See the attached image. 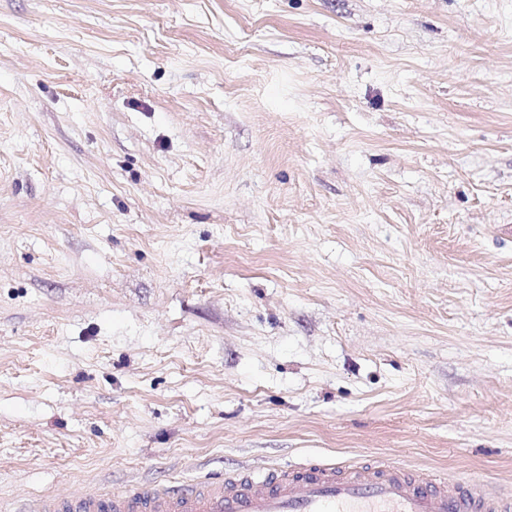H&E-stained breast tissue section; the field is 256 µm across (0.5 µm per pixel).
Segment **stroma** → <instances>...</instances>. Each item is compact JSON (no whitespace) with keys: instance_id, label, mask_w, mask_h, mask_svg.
Here are the masks:
<instances>
[{"instance_id":"1","label":"stroma","mask_w":512,"mask_h":512,"mask_svg":"<svg viewBox=\"0 0 512 512\" xmlns=\"http://www.w3.org/2000/svg\"><path fill=\"white\" fill-rule=\"evenodd\" d=\"M330 459L512 495V0H0V512Z\"/></svg>"}]
</instances>
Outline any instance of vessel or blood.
Here are the masks:
<instances>
[{
	"mask_svg": "<svg viewBox=\"0 0 512 512\" xmlns=\"http://www.w3.org/2000/svg\"><path fill=\"white\" fill-rule=\"evenodd\" d=\"M36 512H512V497L481 491L471 478L424 483L396 462H318L187 488L50 497Z\"/></svg>",
	"mask_w": 512,
	"mask_h": 512,
	"instance_id": "obj_1",
	"label": "vessel or blood"
}]
</instances>
